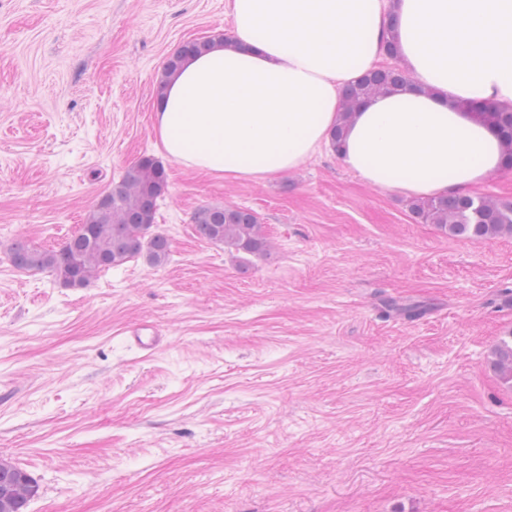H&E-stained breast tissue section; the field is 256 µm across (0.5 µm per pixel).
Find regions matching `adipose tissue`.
<instances>
[{
    "instance_id": "ef3b65f1",
    "label": "adipose tissue",
    "mask_w": 512,
    "mask_h": 512,
    "mask_svg": "<svg viewBox=\"0 0 512 512\" xmlns=\"http://www.w3.org/2000/svg\"><path fill=\"white\" fill-rule=\"evenodd\" d=\"M228 42L188 59L153 114L182 168L261 182L329 144L343 89L386 61L408 73L345 128L339 163L408 198L474 193L501 142L468 110L512 107V0H227Z\"/></svg>"
}]
</instances>
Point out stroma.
<instances>
[{"mask_svg":"<svg viewBox=\"0 0 512 512\" xmlns=\"http://www.w3.org/2000/svg\"><path fill=\"white\" fill-rule=\"evenodd\" d=\"M225 2L0 0V459L39 485L26 512H512V235L418 222L324 150L260 183L165 160L163 265L68 288L10 261L159 155L157 79L229 33ZM208 205L253 210L269 251L238 266ZM126 332L128 340L140 350H153L160 342L158 332L153 326L134 325ZM502 339L494 351L493 366L501 380L512 387V334Z\"/></svg>","mask_w":512,"mask_h":512,"instance_id":"1","label":"stroma"}]
</instances>
